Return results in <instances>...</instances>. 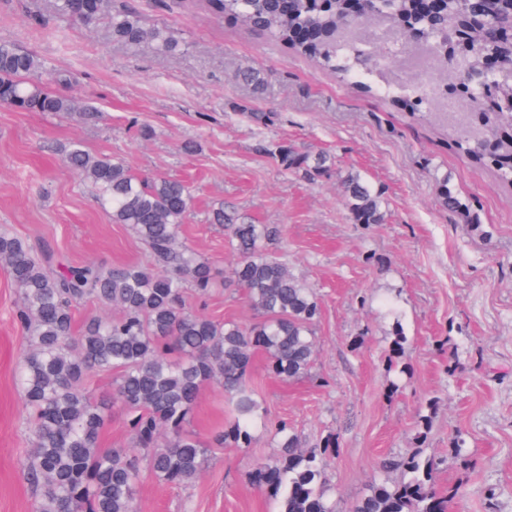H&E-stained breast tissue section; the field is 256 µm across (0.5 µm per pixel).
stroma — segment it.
Instances as JSON below:
<instances>
[{"instance_id":"35a3bbf8","label":"stroma","mask_w":512,"mask_h":512,"mask_svg":"<svg viewBox=\"0 0 512 512\" xmlns=\"http://www.w3.org/2000/svg\"><path fill=\"white\" fill-rule=\"evenodd\" d=\"M144 25L168 28L181 43L166 53L113 41L107 20L85 26L56 0H0V41L33 53L45 69L73 72L68 93L98 108L94 122L73 114L16 112L0 106V230L58 262L105 268L149 261L128 226L113 223L92 186L68 167L80 143L121 160L141 176L187 182L193 204L180 240L216 267L206 296L187 289L194 310L251 324L259 315L230 282L236 254L214 209L281 231L279 250L316 292L317 353L309 377L284 381L256 355V399L268 422L286 420L303 448L328 436L326 482L338 512H350L369 486L401 481L383 459L420 449L435 460L440 488L459 493L452 512H512V184L448 148V123L410 113L373 92L340 82L232 19L174 0H112ZM399 38L373 49L387 57L376 79L419 85L394 59ZM264 72L263 95L236 81L239 69ZM326 151L335 166L310 177L283 166L279 146ZM360 174L383 201L384 221L354 223L341 180ZM469 198L484 226L470 231L440 200L442 185ZM19 295L0 271V512H36L28 479L32 446L16 382L27 334L15 322ZM407 341L406 373L389 369L395 325ZM431 413L425 443L420 414ZM226 424L224 390L201 391L191 431L209 442ZM270 430L250 447L215 448L194 482L144 481L139 512H275L252 482L256 464L275 458Z\"/></svg>"}]
</instances>
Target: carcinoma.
I'll use <instances>...</instances> for the list:
<instances>
[{
	"mask_svg": "<svg viewBox=\"0 0 512 512\" xmlns=\"http://www.w3.org/2000/svg\"><path fill=\"white\" fill-rule=\"evenodd\" d=\"M213 15L230 17L244 30L265 36L336 74L357 83L353 75L373 72L374 58L355 44L336 43V29L354 23L352 0H190ZM370 14L387 8L395 19L407 20L438 45L435 71L456 83L483 79L482 61L490 53L512 59V0H444L440 14L428 0H359ZM58 8L86 25L102 17L112 38L130 45L152 43L167 52L180 42L172 31L147 27L133 12L112 9L111 0H81L74 13L72 0H58ZM481 18L492 38H471L465 60L448 58V40L465 15ZM237 79L254 91L264 86L256 68L238 71ZM76 83L66 70L47 72L36 56L9 42H0V105L19 112L77 113L89 120L97 109L57 90ZM498 112H473L471 118L484 135L457 136L448 147L472 162L493 168L512 183V83L499 85ZM278 159L287 168L314 176L328 171L331 155L300 153L279 147ZM68 166L98 192L115 224H125L146 243L147 265L104 268L95 263L63 268L53 255L33 256L15 237L0 234V267L19 293L17 320L30 339L31 350L20 362L22 400L31 415L33 448L30 480L41 487L38 512H137L136 493L146 478L183 485L194 480L208 463L207 448L187 429L201 388L211 382L224 387L231 418L216 433L219 447L246 448L262 419L250 369L257 353L283 380L310 375L315 357L314 322L319 304L312 288L295 277L267 245L279 238L268 224H253L213 211V221L228 228V244L238 260L231 281L244 289L260 319L246 325L215 320L188 307L184 286L201 295L215 284L212 264L178 242V231L189 214L191 194L182 182L134 175L121 161L94 156L80 145L66 154ZM343 197L357 224L383 221L382 199L357 173L342 180ZM442 203L461 214L475 230L478 216L462 198L443 185ZM91 300L115 305L117 317L93 316L79 336L73 335V304ZM115 373L112 393L92 398L85 382L97 373ZM125 416L133 435L132 448H100V436L112 411ZM279 452L258 465L253 483L279 504L278 512H336L327 494L324 469L331 438L306 450L288 423L275 428ZM383 468L400 469L397 484L373 486L355 503L352 512H448L457 496L438 492L435 463L410 452L384 459Z\"/></svg>",
	"mask_w": 512,
	"mask_h": 512,
	"instance_id": "obj_1",
	"label": "carcinoma"
}]
</instances>
